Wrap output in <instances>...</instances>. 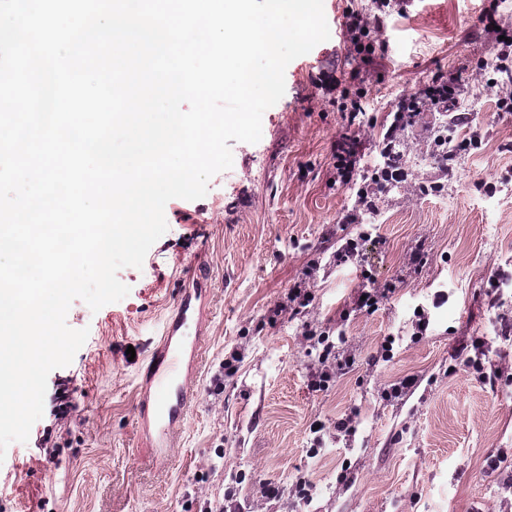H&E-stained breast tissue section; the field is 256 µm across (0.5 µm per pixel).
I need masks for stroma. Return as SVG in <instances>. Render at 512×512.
Instances as JSON below:
<instances>
[{
	"label": "stroma",
	"mask_w": 512,
	"mask_h": 512,
	"mask_svg": "<svg viewBox=\"0 0 512 512\" xmlns=\"http://www.w3.org/2000/svg\"><path fill=\"white\" fill-rule=\"evenodd\" d=\"M393 5L383 17L376 0H323L330 37L287 66L260 140L232 143L203 198L166 204L142 268L118 273L125 298L73 301L66 322L88 338L49 374L28 441L8 446L0 512H512V111L497 105L512 70L495 68L512 0ZM355 15L371 52L355 47ZM452 77V134L474 146L433 159L443 116L423 106L397 134L405 180L370 182L399 101ZM340 141L356 158L348 184ZM363 186L373 208L357 206ZM350 238L352 264L336 258ZM193 259L211 279L197 399L156 458L138 439L137 387ZM367 280L388 297L351 311ZM299 281L314 300L295 312ZM324 331L353 364L318 390Z\"/></svg>",
	"instance_id": "1"
}]
</instances>
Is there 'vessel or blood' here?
I'll return each mask as SVG.
<instances>
[{
  "instance_id": "b4317fda",
  "label": "vessel or blood",
  "mask_w": 512,
  "mask_h": 512,
  "mask_svg": "<svg viewBox=\"0 0 512 512\" xmlns=\"http://www.w3.org/2000/svg\"><path fill=\"white\" fill-rule=\"evenodd\" d=\"M210 277L197 269L194 289L183 292L173 316L163 327L159 349L153 353L150 375L138 387V432L150 448H172L178 426L195 398L193 372L202 350L201 334L191 327L205 311V289Z\"/></svg>"
}]
</instances>
